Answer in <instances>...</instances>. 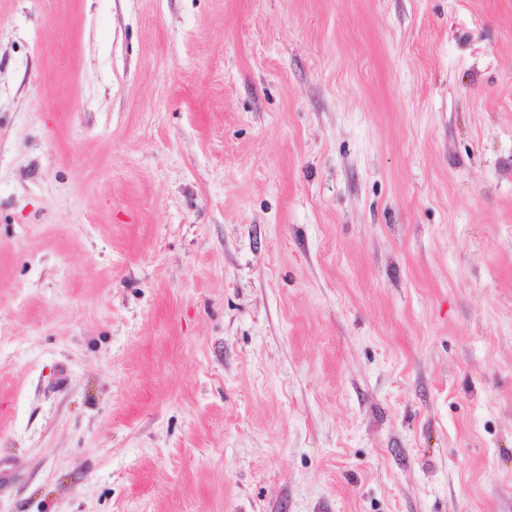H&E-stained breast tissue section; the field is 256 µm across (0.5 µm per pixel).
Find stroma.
I'll return each instance as SVG.
<instances>
[{
	"mask_svg": "<svg viewBox=\"0 0 512 512\" xmlns=\"http://www.w3.org/2000/svg\"><path fill=\"white\" fill-rule=\"evenodd\" d=\"M0 512H512V0H0Z\"/></svg>",
	"mask_w": 512,
	"mask_h": 512,
	"instance_id": "stroma-1",
	"label": "stroma"
}]
</instances>
